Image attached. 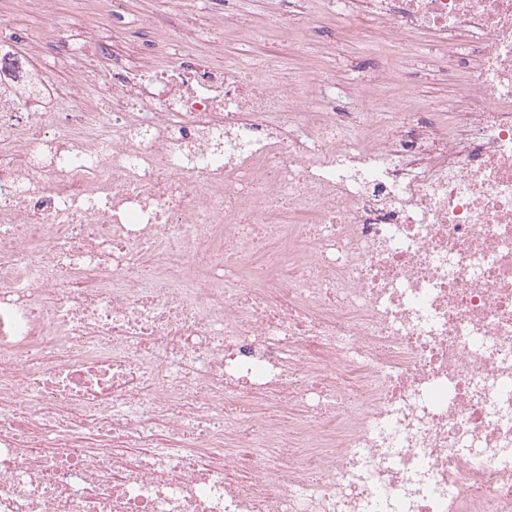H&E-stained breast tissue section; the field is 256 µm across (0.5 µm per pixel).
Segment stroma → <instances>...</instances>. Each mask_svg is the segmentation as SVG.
<instances>
[{
  "label": "stroma",
  "mask_w": 512,
  "mask_h": 512,
  "mask_svg": "<svg viewBox=\"0 0 512 512\" xmlns=\"http://www.w3.org/2000/svg\"><path fill=\"white\" fill-rule=\"evenodd\" d=\"M291 8L290 0H236L240 23L225 39L223 54H212L209 43L202 41L187 44L186 49L218 67L231 63L245 67L256 80L263 78L270 63L283 72L305 75L314 86L322 73H335L337 103L345 110L357 111L352 90L359 78L400 57L401 49L380 50L365 41L336 37L334 27L325 23L319 24L317 30L303 29L283 37L281 19ZM144 15L156 17L155 28L142 29L138 20ZM223 15L224 0H127L126 12L120 17L106 11L102 0H67L64 21L67 35L82 45L83 71L94 76L122 65L154 66L152 44L177 39L182 31L204 27ZM18 26L30 34L28 40L20 42V50L44 70L45 97H56L72 72L56 66L50 52L35 42L40 15L25 11L19 0H0V34ZM333 40L339 43L336 54H325L324 44ZM438 52V47L429 42L415 44L411 50L414 75L410 83L400 86L392 101L393 111H416L429 98L447 101L452 107L457 105L454 85L434 80L428 73Z\"/></svg>",
  "instance_id": "obj_1"
}]
</instances>
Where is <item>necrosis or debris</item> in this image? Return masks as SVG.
<instances>
[{
    "mask_svg": "<svg viewBox=\"0 0 512 512\" xmlns=\"http://www.w3.org/2000/svg\"><path fill=\"white\" fill-rule=\"evenodd\" d=\"M320 3L476 58L447 138L188 53L27 112L0 42V512H512V0Z\"/></svg>",
    "mask_w": 512,
    "mask_h": 512,
    "instance_id": "1",
    "label": "necrosis or debris"
}]
</instances>
